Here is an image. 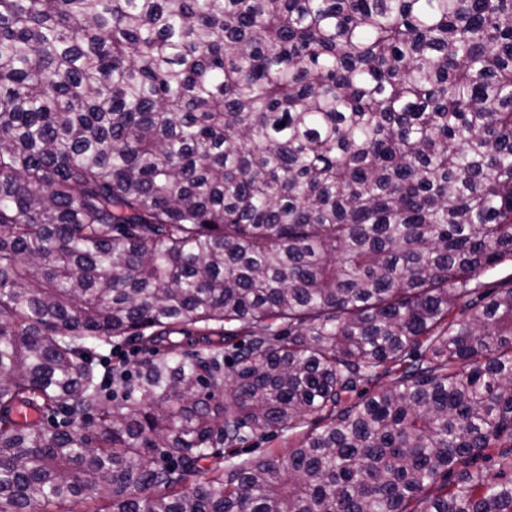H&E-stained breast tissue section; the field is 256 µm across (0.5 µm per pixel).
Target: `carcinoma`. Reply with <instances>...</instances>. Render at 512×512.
<instances>
[{"mask_svg":"<svg viewBox=\"0 0 512 512\" xmlns=\"http://www.w3.org/2000/svg\"><path fill=\"white\" fill-rule=\"evenodd\" d=\"M507 261L512 0H0V512H512ZM132 348H138L140 353L138 354V351L133 350L131 352L132 356L124 357V354H126ZM95 351L96 360L99 363H107L111 361V364L114 365L120 361H124L131 369H134V367H136L140 361L150 357L151 355L144 349L140 341L126 337L112 338V340L108 343L102 342ZM288 448V432L281 433L273 438L253 439L246 448H241L242 458H250L254 462L262 461L271 451L284 453Z\"/></svg>","mask_w":512,"mask_h":512,"instance_id":"cac0c4a2","label":"carcinoma"}]
</instances>
